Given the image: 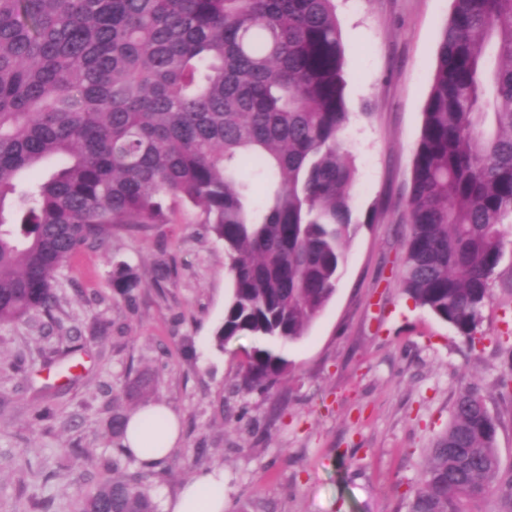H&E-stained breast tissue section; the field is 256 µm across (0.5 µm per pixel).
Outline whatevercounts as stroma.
<instances>
[{"instance_id":"35a3bbf8","label":"stroma","mask_w":512,"mask_h":512,"mask_svg":"<svg viewBox=\"0 0 512 512\" xmlns=\"http://www.w3.org/2000/svg\"><path fill=\"white\" fill-rule=\"evenodd\" d=\"M452 0H336L352 119L343 145L355 168L358 224L336 291L307 336L280 346L291 371L266 393L236 380L250 336L213 344L224 319V247L199 224H158L82 249L57 276L54 320L0 327V512H74L77 489L116 461L143 476L156 504L196 471L224 472L227 512H407L418 470L478 386L498 419L512 473V225L491 298L469 344L400 288L405 201ZM171 268L162 287L153 267ZM142 286L125 299L112 269ZM51 416L36 420L44 404ZM174 410L179 448L147 467L127 461L114 410Z\"/></svg>"}]
</instances>
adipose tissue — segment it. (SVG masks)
I'll return each instance as SVG.
<instances>
[{
	"label": "adipose tissue",
	"mask_w": 512,
	"mask_h": 512,
	"mask_svg": "<svg viewBox=\"0 0 512 512\" xmlns=\"http://www.w3.org/2000/svg\"><path fill=\"white\" fill-rule=\"evenodd\" d=\"M179 443V418L168 406L150 404L130 415L123 446L143 464L169 458ZM224 508V475L210 470L198 472L166 504V512H224Z\"/></svg>",
	"instance_id": "ef3b65f1"
}]
</instances>
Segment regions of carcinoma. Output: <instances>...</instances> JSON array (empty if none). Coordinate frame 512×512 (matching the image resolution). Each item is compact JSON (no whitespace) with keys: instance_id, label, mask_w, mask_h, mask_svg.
<instances>
[{"instance_id":"carcinoma-1","label":"carcinoma","mask_w":512,"mask_h":512,"mask_svg":"<svg viewBox=\"0 0 512 512\" xmlns=\"http://www.w3.org/2000/svg\"><path fill=\"white\" fill-rule=\"evenodd\" d=\"M344 56L334 0H0V326L51 315L81 249L188 208L224 245L214 345L264 342L237 387L278 384L273 346L307 335L355 232ZM422 116L399 282L473 343L512 223V0H453ZM113 283L141 287L126 264ZM498 427L460 391L408 512L495 493L512 512ZM77 512L155 504L141 477L107 475Z\"/></svg>"}]
</instances>
